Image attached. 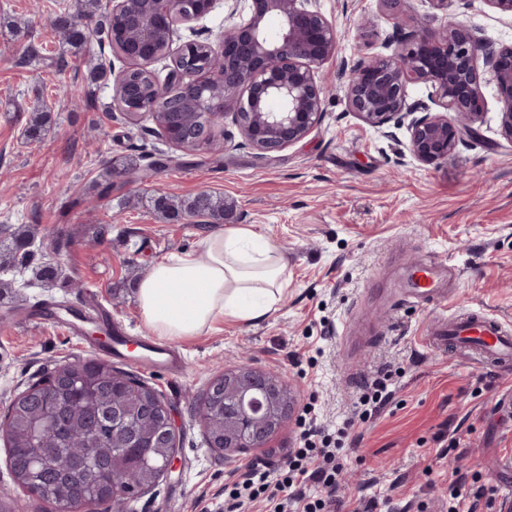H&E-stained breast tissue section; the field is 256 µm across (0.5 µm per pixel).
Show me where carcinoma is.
I'll use <instances>...</instances> for the list:
<instances>
[{
	"label": "carcinoma",
	"instance_id": "cac0c4a2",
	"mask_svg": "<svg viewBox=\"0 0 512 512\" xmlns=\"http://www.w3.org/2000/svg\"><path fill=\"white\" fill-rule=\"evenodd\" d=\"M152 204L154 210L175 220L201 216L213 223L224 221V197L208 191L179 203L157 194ZM32 245L33 239L25 232L13 235L4 245L0 243V291L15 287L16 280L8 274L30 259ZM65 379L54 395L51 417H45L43 407L27 400L11 407L13 468L31 473L35 489L44 498L68 500L77 509L105 502L106 490L101 485L87 486L81 497L72 499L69 495L70 489L83 481L82 462L91 453L114 457L116 464L131 471L135 483L156 477L165 456L162 449L150 448L140 456L112 455L113 449L125 447L129 434L150 437L158 430L157 416L147 411L149 392L142 381L112 367L110 362L96 359L88 361L82 372L65 375ZM114 407L128 419L122 434H112ZM208 423L214 435L237 424L236 419L224 415V393L220 391L211 393ZM37 435L43 455L52 462L40 470L31 466L29 452Z\"/></svg>",
	"mask_w": 512,
	"mask_h": 512
}]
</instances>
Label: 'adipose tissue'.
I'll return each mask as SVG.
<instances>
[{"label":"adipose tissue","instance_id":"obj_1","mask_svg":"<svg viewBox=\"0 0 512 512\" xmlns=\"http://www.w3.org/2000/svg\"><path fill=\"white\" fill-rule=\"evenodd\" d=\"M280 248L248 224L206 235L197 251L151 266L137 301L149 329L179 339L217 319L253 322L274 311L288 285Z\"/></svg>","mask_w":512,"mask_h":512}]
</instances>
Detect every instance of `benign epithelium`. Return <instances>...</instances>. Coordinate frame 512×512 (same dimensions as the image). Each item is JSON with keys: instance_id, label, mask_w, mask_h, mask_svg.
<instances>
[{"instance_id": "benign-epithelium-1", "label": "benign epithelium", "mask_w": 512, "mask_h": 512, "mask_svg": "<svg viewBox=\"0 0 512 512\" xmlns=\"http://www.w3.org/2000/svg\"><path fill=\"white\" fill-rule=\"evenodd\" d=\"M228 7L218 43L196 39L190 23L205 17L215 0H113V57L124 68L113 85V100L131 122L152 118L157 133L183 153L196 154L225 145L218 129L224 119L238 126L241 145L268 157L302 140L321 125L328 74L323 65L336 53V26L313 8L315 0H250L249 16L236 20L239 0ZM280 19L272 32L266 21ZM188 25L190 39L176 53L171 45L177 27ZM199 48L218 66H195L191 49ZM170 61L173 84H162L152 65ZM496 80L502 103L500 132L512 142V46L496 49L459 22L437 34L410 33L391 55L352 69L344 96L350 111L374 126L392 120L407 122L409 152L418 163L448 160L465 138H478L474 124L482 116L483 94L478 62ZM141 69L154 83L145 100L129 73ZM429 83L435 89L433 112L423 103L407 101V86ZM454 119H448V112ZM240 401L262 396L247 408L248 436L224 433L209 438L210 447L231 460L264 447L288 420L293 402L288 384L248 364L211 380ZM158 445L167 449L160 475L174 471L180 433L172 410L162 405ZM149 486L133 487L123 472L112 473V503L130 502Z\"/></svg>"}]
</instances>
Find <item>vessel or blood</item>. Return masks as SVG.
<instances>
[{
  "instance_id": "b4317fda",
  "label": "vessel or blood",
  "mask_w": 512,
  "mask_h": 512,
  "mask_svg": "<svg viewBox=\"0 0 512 512\" xmlns=\"http://www.w3.org/2000/svg\"><path fill=\"white\" fill-rule=\"evenodd\" d=\"M441 274L438 265L417 266L404 283L393 289L392 295L411 303L441 304L446 299L440 286ZM97 318L101 328L112 333L111 342L102 348L104 354L123 359L135 347L139 350L137 363L141 368L171 373L182 370L183 360L174 348L145 338L132 339L113 322L108 311H99ZM423 342L430 348L448 343L459 346L468 359L483 367L494 364L504 370L512 368V326L480 312H466L449 318L445 326L426 329Z\"/></svg>"
}]
</instances>
